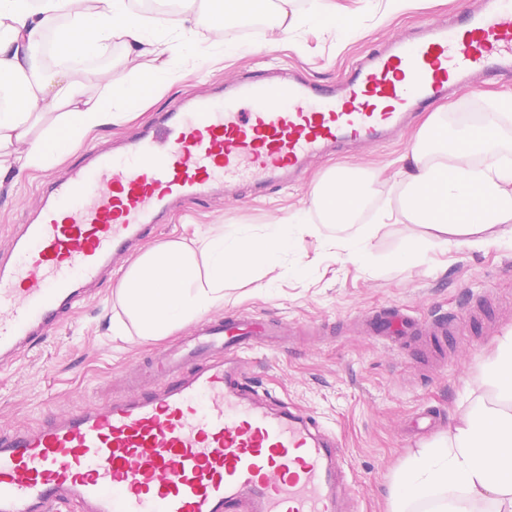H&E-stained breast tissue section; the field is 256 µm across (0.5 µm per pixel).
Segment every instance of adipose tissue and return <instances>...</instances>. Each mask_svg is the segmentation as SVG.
Instances as JSON below:
<instances>
[{"instance_id": "obj_1", "label": "adipose tissue", "mask_w": 512, "mask_h": 512, "mask_svg": "<svg viewBox=\"0 0 512 512\" xmlns=\"http://www.w3.org/2000/svg\"><path fill=\"white\" fill-rule=\"evenodd\" d=\"M137 0H0V178L10 168L43 171L93 131L128 120L133 95L145 87L179 82L177 60L223 57L225 26L239 16L263 13L270 29L289 35L310 23L335 42L361 31L358 17L336 24L334 0H178L179 10L161 28L144 24ZM209 33L197 44L198 28ZM124 61L147 58L160 74L107 84L87 92L81 61L106 56L113 42ZM53 122L33 135L34 126ZM512 129V104L491 102L479 127L449 131L434 112L419 128L394 175L396 208L376 210L350 236L348 255L365 257L368 243L393 219L426 227L425 245L401 260L417 263L425 246L448 245L467 236L475 244L512 243V157L501 153L498 135ZM484 379L500 397L497 408L471 409L455 418L441 449L403 467L395 483L392 512H473L478 501L512 507V331L501 337L484 367Z\"/></svg>"}]
</instances>
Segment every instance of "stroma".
<instances>
[{
    "label": "stroma",
    "instance_id": "35a3bbf8",
    "mask_svg": "<svg viewBox=\"0 0 512 512\" xmlns=\"http://www.w3.org/2000/svg\"><path fill=\"white\" fill-rule=\"evenodd\" d=\"M464 0H411L395 15H381L365 0H336L338 12L361 15L364 36L333 44L304 33L300 45H270V29L241 36L226 28L224 39L254 50L222 60L183 65L185 77L156 98L133 101L141 121L164 112L184 96L206 93L235 76L290 65L309 80L335 83L344 70L381 41L429 17L455 11ZM512 99V76H501L452 99L445 119L466 126L487 110L489 95ZM416 113L399 141L357 154L342 147L315 160L300 181L275 188L261 199L240 190L239 202L214 196L161 225L156 243L181 240L197 246L199 234L229 224L261 226L306 205L315 183L333 167L376 175L373 206L395 200L391 190L397 160L407 153L426 120ZM49 172H10L0 181V250L11 232L26 223ZM424 227L388 225L369 243L367 262L344 258L347 230L320 225L304 236L279 269L273 291L242 281L224 291L225 312L249 311L260 318L294 322L296 334L281 347L255 353L252 377L261 390L312 412L346 452L345 493L357 512H390L395 475L424 448L447 435L453 417L469 408L498 406L483 366L498 338L512 330V249L488 244L431 249L419 263L398 261L409 243L420 241ZM125 265L113 266L96 290L98 297L79 309L38 348L14 364L0 366V429L31 426L50 411H64L94 397L120 395L126 377L159 349L156 341L132 335L113 338V318L122 313L117 288ZM404 306L424 320L443 313L466 318L474 305L483 312L461 334L448 337L443 366L425 371L408 345L362 335L365 316L387 304ZM438 412L435 427L412 434L422 410Z\"/></svg>",
    "mask_w": 512,
    "mask_h": 512
}]
</instances>
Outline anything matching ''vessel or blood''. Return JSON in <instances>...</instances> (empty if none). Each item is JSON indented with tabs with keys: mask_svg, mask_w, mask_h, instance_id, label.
I'll return each instance as SVG.
<instances>
[{
	"mask_svg": "<svg viewBox=\"0 0 512 512\" xmlns=\"http://www.w3.org/2000/svg\"><path fill=\"white\" fill-rule=\"evenodd\" d=\"M511 71L512 0H480L394 36L339 84L256 75L157 113L121 154L92 151L55 176L0 255V361L41 345L175 206L239 186L263 195L313 158L385 143L413 111ZM376 323L409 326L396 305ZM290 332L247 312L204 320L152 353L151 389L0 429V512H342L339 442L247 369L251 344Z\"/></svg>",
	"mask_w": 512,
	"mask_h": 512,
	"instance_id": "vessel-or-blood-1",
	"label": "vessel or blood"
}]
</instances>
